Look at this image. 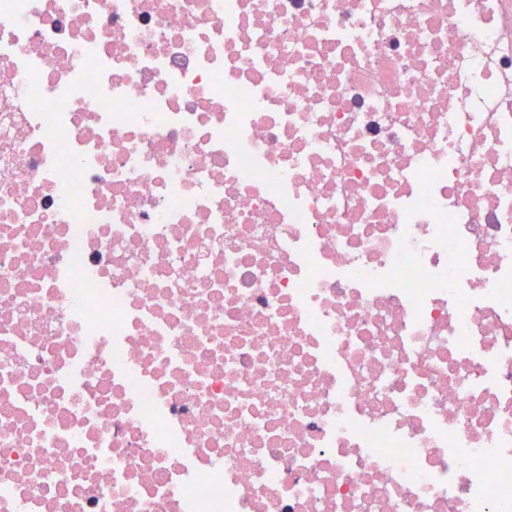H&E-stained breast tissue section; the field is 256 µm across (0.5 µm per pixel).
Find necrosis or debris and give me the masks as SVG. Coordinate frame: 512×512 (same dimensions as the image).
I'll return each instance as SVG.
<instances>
[{
	"label": "necrosis or debris",
	"mask_w": 512,
	"mask_h": 512,
	"mask_svg": "<svg viewBox=\"0 0 512 512\" xmlns=\"http://www.w3.org/2000/svg\"><path fill=\"white\" fill-rule=\"evenodd\" d=\"M0 512H512V0H0Z\"/></svg>",
	"instance_id": "obj_1"
}]
</instances>
